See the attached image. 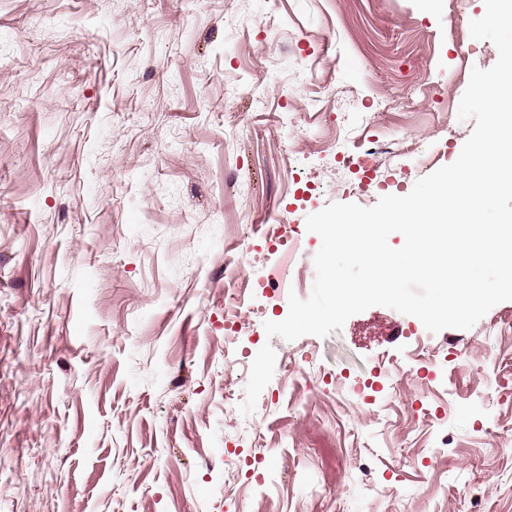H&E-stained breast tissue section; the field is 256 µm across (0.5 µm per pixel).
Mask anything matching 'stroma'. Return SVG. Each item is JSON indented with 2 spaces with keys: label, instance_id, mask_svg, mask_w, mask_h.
<instances>
[{
  "label": "stroma",
  "instance_id": "stroma-1",
  "mask_svg": "<svg viewBox=\"0 0 512 512\" xmlns=\"http://www.w3.org/2000/svg\"><path fill=\"white\" fill-rule=\"evenodd\" d=\"M463 8L0 0V512H512V301L264 329L311 294L308 215L458 158L457 49L498 58ZM363 134L429 159L360 170Z\"/></svg>",
  "mask_w": 512,
  "mask_h": 512
}]
</instances>
